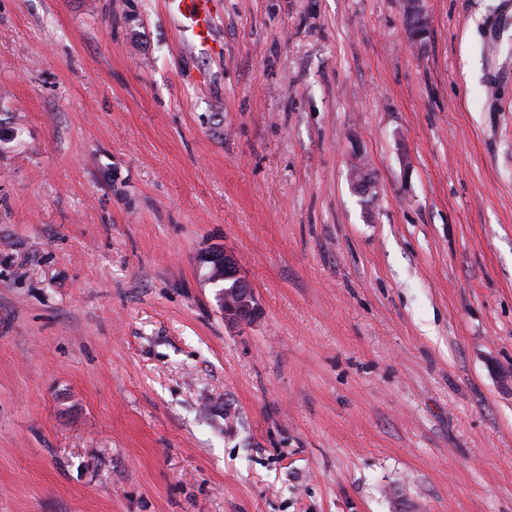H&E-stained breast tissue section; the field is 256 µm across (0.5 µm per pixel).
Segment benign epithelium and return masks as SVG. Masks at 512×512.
Wrapping results in <instances>:
<instances>
[{
	"label": "benign epithelium",
	"instance_id": "7a95c632",
	"mask_svg": "<svg viewBox=\"0 0 512 512\" xmlns=\"http://www.w3.org/2000/svg\"><path fill=\"white\" fill-rule=\"evenodd\" d=\"M406 14L409 19L408 29L411 36L421 39L429 27V17L423 0H405ZM352 189L361 196L370 195L375 183L366 161L353 158L350 164ZM208 267V279L214 284L233 283L228 290L218 293V303L224 319L243 324L253 321L258 315V306L251 285L242 275L236 255L226 249L215 248L202 258Z\"/></svg>",
	"mask_w": 512,
	"mask_h": 512
}]
</instances>
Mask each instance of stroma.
<instances>
[{"label": "stroma", "instance_id": "1", "mask_svg": "<svg viewBox=\"0 0 512 512\" xmlns=\"http://www.w3.org/2000/svg\"><path fill=\"white\" fill-rule=\"evenodd\" d=\"M499 2L0 0V512H512ZM178 12L190 23V29L200 44L209 37L210 13L206 9L208 0H173ZM423 0H405L406 14L409 19L408 29L411 36L421 39L429 27V17ZM350 178L352 182V189H354L359 195L367 197L373 192L375 183L366 160L354 158L352 156L350 164ZM208 267V279L214 284L233 283L228 290L218 293V303L226 321L243 324L258 315V306L251 285L242 275L236 255L226 249L215 248L202 258Z\"/></svg>", "mask_w": 512, "mask_h": 512}]
</instances>
